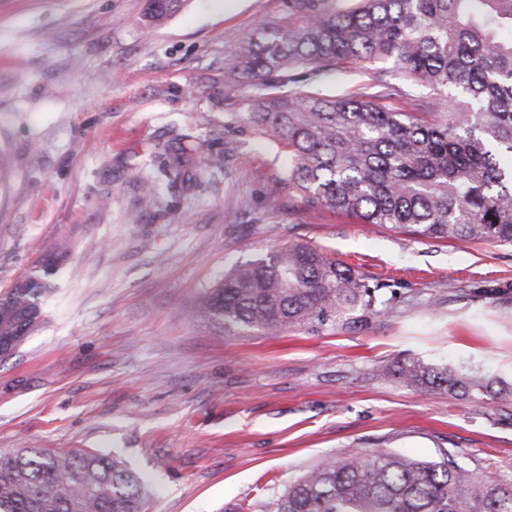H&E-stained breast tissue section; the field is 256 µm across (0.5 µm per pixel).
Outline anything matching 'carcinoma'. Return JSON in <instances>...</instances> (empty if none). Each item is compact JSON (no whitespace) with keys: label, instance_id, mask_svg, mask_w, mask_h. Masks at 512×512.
Segmentation results:
<instances>
[{"label":"carcinoma","instance_id":"cac0c4a2","mask_svg":"<svg viewBox=\"0 0 512 512\" xmlns=\"http://www.w3.org/2000/svg\"><path fill=\"white\" fill-rule=\"evenodd\" d=\"M186 0H147L146 26ZM385 63L365 91L336 96L324 74L344 62ZM233 123L267 135L288 153L284 185L310 211L405 227L417 237L512 243V0H283L240 51L224 61ZM419 83L440 95L426 121L383 104L409 105ZM189 143L154 155L166 183L142 182L159 206L185 183ZM17 279L0 294V338L33 327L45 278ZM389 285L369 283L348 264L302 242L231 267L205 291L198 316L269 334L293 328L367 324L388 312ZM377 375L421 392L474 403L512 397L476 370L413 356ZM145 477L124 458L98 451L0 452V512H145ZM273 512H512V487L486 479L448 452L419 460L379 449L327 458L273 502Z\"/></svg>","mask_w":512,"mask_h":512}]
</instances>
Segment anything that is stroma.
Listing matches in <instances>:
<instances>
[{
  "instance_id": "1",
  "label": "stroma",
  "mask_w": 512,
  "mask_h": 512,
  "mask_svg": "<svg viewBox=\"0 0 512 512\" xmlns=\"http://www.w3.org/2000/svg\"><path fill=\"white\" fill-rule=\"evenodd\" d=\"M281 10L187 0L147 34L146 0H0V292L62 256L36 326L0 358V449L122 456L147 478L146 512H272L352 449L446 451L510 482L512 398L422 394L376 370L411 354L512 383V245L305 213L279 146L231 125L220 95L225 58ZM372 78L343 63L322 87ZM184 135L223 169L144 207L152 152ZM292 241L393 283L392 312L276 336L197 316L225 270Z\"/></svg>"
}]
</instances>
